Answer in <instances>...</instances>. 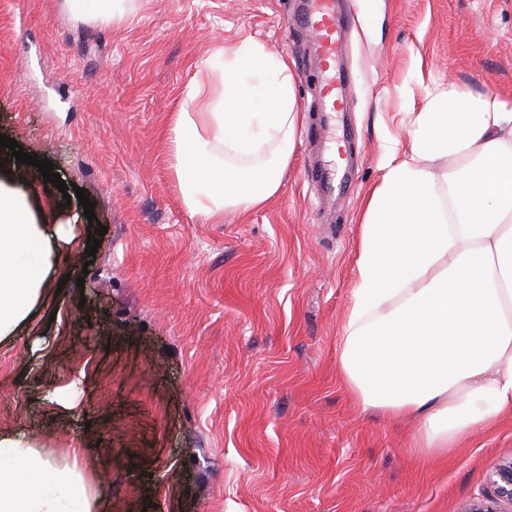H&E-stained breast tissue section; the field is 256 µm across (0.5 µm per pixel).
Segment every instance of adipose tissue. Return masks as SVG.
<instances>
[{"label": "adipose tissue", "mask_w": 512, "mask_h": 512, "mask_svg": "<svg viewBox=\"0 0 512 512\" xmlns=\"http://www.w3.org/2000/svg\"><path fill=\"white\" fill-rule=\"evenodd\" d=\"M405 123L409 143L381 141L382 175L356 228L339 372L362 413L417 421L413 450L429 459L512 415V99L438 86ZM300 126L285 58L246 40L206 61L171 126L191 214L262 208ZM70 241L0 179V345L30 320ZM100 502L79 451L61 466L25 434L0 431V512H99Z\"/></svg>", "instance_id": "ef3b65f1"}]
</instances>
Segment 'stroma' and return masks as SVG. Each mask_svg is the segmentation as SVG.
I'll return each instance as SVG.
<instances>
[{
  "mask_svg": "<svg viewBox=\"0 0 512 512\" xmlns=\"http://www.w3.org/2000/svg\"><path fill=\"white\" fill-rule=\"evenodd\" d=\"M302 0H132L104 23L67 0H0V135L84 188L18 164L31 207L71 227L61 293L0 347V430L80 451L102 512H460L512 458V417L420 462L414 427L360 414L339 374L354 237L427 87L512 97V0H339L346 111L317 122ZM251 38L287 58L303 122L280 188L255 211L192 216L170 156L197 65ZM66 390L74 410L55 400Z\"/></svg>",
  "mask_w": 512,
  "mask_h": 512,
  "instance_id": "stroma-1",
  "label": "stroma"
}]
</instances>
